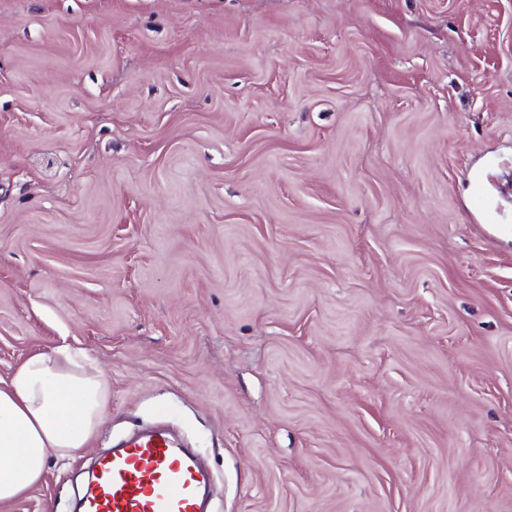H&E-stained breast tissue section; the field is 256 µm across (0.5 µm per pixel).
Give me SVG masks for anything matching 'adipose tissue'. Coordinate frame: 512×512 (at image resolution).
Masks as SVG:
<instances>
[{
	"mask_svg": "<svg viewBox=\"0 0 512 512\" xmlns=\"http://www.w3.org/2000/svg\"><path fill=\"white\" fill-rule=\"evenodd\" d=\"M104 372L63 345L30 356L0 386V502L27 495L49 457L79 455L104 415Z\"/></svg>",
	"mask_w": 512,
	"mask_h": 512,
	"instance_id": "adipose-tissue-1",
	"label": "adipose tissue"
}]
</instances>
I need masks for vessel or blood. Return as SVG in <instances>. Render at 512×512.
<instances>
[{
    "instance_id": "1",
    "label": "vessel or blood",
    "mask_w": 512,
    "mask_h": 512,
    "mask_svg": "<svg viewBox=\"0 0 512 512\" xmlns=\"http://www.w3.org/2000/svg\"><path fill=\"white\" fill-rule=\"evenodd\" d=\"M211 483L195 449L150 429L98 460L81 512H210Z\"/></svg>"
}]
</instances>
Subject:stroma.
<instances>
[{"label":"stroma","mask_w":512,"mask_h":512,"mask_svg":"<svg viewBox=\"0 0 512 512\" xmlns=\"http://www.w3.org/2000/svg\"><path fill=\"white\" fill-rule=\"evenodd\" d=\"M62 344L0 512L147 424L213 512H512V0H0V380ZM104 372L67 345L37 353L0 384V502L41 482L50 455H79L104 416Z\"/></svg>","instance_id":"obj_1"}]
</instances>
